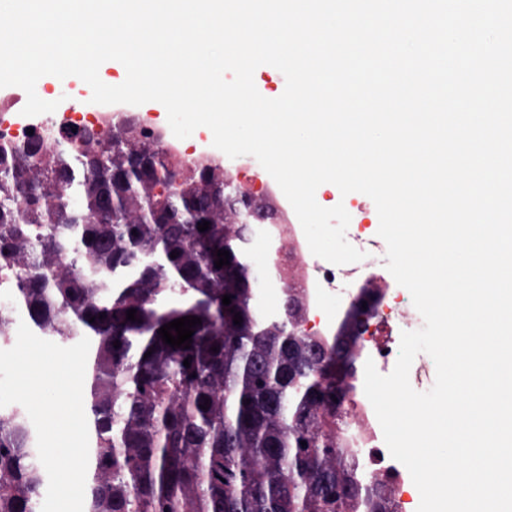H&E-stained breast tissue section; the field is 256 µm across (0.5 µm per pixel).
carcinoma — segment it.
<instances>
[{"label":"carcinoma","mask_w":512,"mask_h":512,"mask_svg":"<svg viewBox=\"0 0 512 512\" xmlns=\"http://www.w3.org/2000/svg\"><path fill=\"white\" fill-rule=\"evenodd\" d=\"M156 139L132 127L103 152L88 137L42 154L0 143V280L36 330L85 336L94 353L86 512H391L383 486L350 470L348 421L326 401L339 337L302 333L295 281L279 316L256 305L250 229L272 218L266 200ZM186 316L201 318L190 348L164 343L158 330ZM28 444L0 412V512L35 510L44 470Z\"/></svg>","instance_id":"1"}]
</instances>
